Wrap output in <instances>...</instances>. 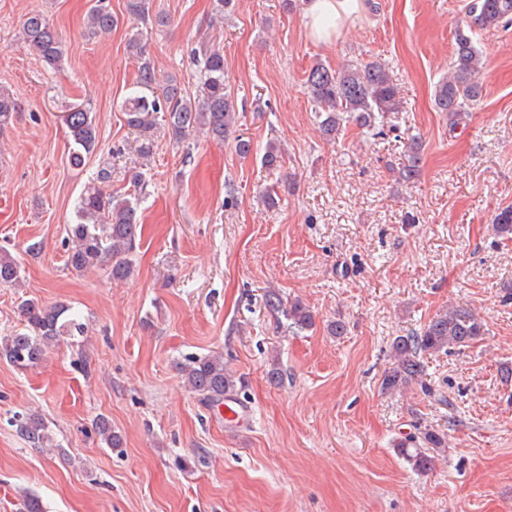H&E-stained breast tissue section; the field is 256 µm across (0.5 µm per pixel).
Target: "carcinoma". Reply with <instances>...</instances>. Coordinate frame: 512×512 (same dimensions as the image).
I'll return each instance as SVG.
<instances>
[{
    "label": "carcinoma",
    "mask_w": 512,
    "mask_h": 512,
    "mask_svg": "<svg viewBox=\"0 0 512 512\" xmlns=\"http://www.w3.org/2000/svg\"><path fill=\"white\" fill-rule=\"evenodd\" d=\"M471 22L456 30L450 69L452 75L439 84L434 104L437 111L448 117L449 127L459 124L462 116L478 105L482 97L479 75L482 55L472 38L474 29L491 30L512 16V0H471L468 5ZM117 19L102 0H94L88 10V27L93 34L109 33ZM22 41L45 65L60 66L65 48L57 29L41 13H30L21 29ZM128 47L140 56L135 91L121 104L129 127L148 134L156 126L155 114H166L168 129L175 143L185 142L191 132L206 130L218 141L235 131L237 107L234 91L224 65V53L211 48H200L193 53L201 64L198 92L192 96L169 80L160 85V77L151 60L143 56V47L133 38ZM305 88L315 104L317 124L325 139L338 137L344 125L354 124L361 129H375L378 120L387 112H396L401 105L399 89L389 74V65L380 59L349 64L334 69L322 63L314 64L305 78ZM161 94H156V90ZM15 112L12 94L0 87V127L7 125ZM72 147L71 165L84 164L85 156L98 146L95 120L92 113L80 107L64 115ZM422 153L419 143L410 146L406 161L397 170L398 179L410 183L421 172ZM111 178L109 167H102L96 181L88 183L76 208V222L68 225L67 264L82 272L100 268L114 280H122L133 271L131 255L135 249L137 229L140 226L138 198L132 195L113 196L101 184ZM497 232L512 239V206H506L493 217ZM20 265L7 250L0 248V285L17 288L20 285ZM266 308L277 314L285 312L291 326L308 329L314 325V316L303 302L296 300L283 309V300L276 290L265 294ZM25 321L24 331L0 337V360L18 369H26L43 362L49 349L62 337L75 339L86 332L80 317L67 305H45L33 299L19 304ZM483 322L467 308L453 307L436 314L419 332L396 337L391 343V367L385 370L382 389L396 391L418 386L426 393L427 384L424 355L461 350L482 341ZM177 370L188 389L204 400L221 404L237 395L235 374L224 364L221 353L192 356L178 365ZM96 432L108 448L123 447L120 432L111 422L100 417ZM17 433L37 448L53 446L54 439L48 426L36 415H23L17 422ZM446 447V435L433 429L417 427V433L398 443L399 453L421 471L433 463V452Z\"/></svg>",
    "instance_id": "carcinoma-1"
}]
</instances>
